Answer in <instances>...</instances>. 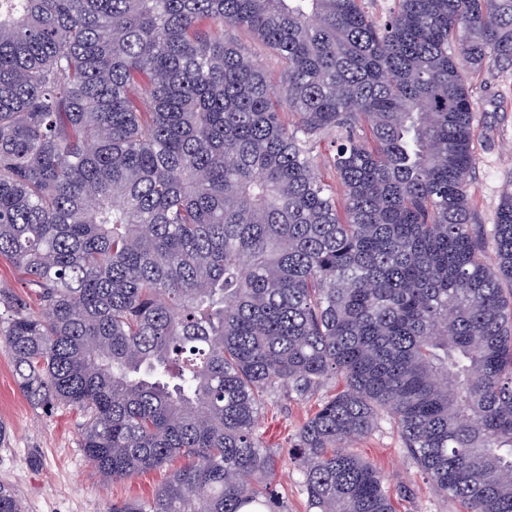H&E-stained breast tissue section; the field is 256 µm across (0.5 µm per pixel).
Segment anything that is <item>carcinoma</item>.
Listing matches in <instances>:
<instances>
[{
  "label": "carcinoma",
  "mask_w": 512,
  "mask_h": 512,
  "mask_svg": "<svg viewBox=\"0 0 512 512\" xmlns=\"http://www.w3.org/2000/svg\"><path fill=\"white\" fill-rule=\"evenodd\" d=\"M502 67L512 0H0V262L30 288L0 344L102 478L185 460L112 512H288L263 410L336 375L292 447L309 512H396L353 449L385 424L464 512H512V191L492 224L467 195L465 69ZM232 34L245 45L252 53L253 60L271 73L274 84H280V73L274 68L272 57L266 49L254 44L253 40L244 31H234Z\"/></svg>",
  "instance_id": "carcinoma-1"
}]
</instances>
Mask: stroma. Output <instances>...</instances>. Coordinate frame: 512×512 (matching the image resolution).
Masks as SVG:
<instances>
[{
	"mask_svg": "<svg viewBox=\"0 0 512 512\" xmlns=\"http://www.w3.org/2000/svg\"><path fill=\"white\" fill-rule=\"evenodd\" d=\"M474 102L475 165L468 195L480 223H492L508 185L512 184V70L470 74ZM318 398L269 403L262 418L268 448L280 458L279 492L288 512H306V497L288 450L302 423L317 409ZM85 418L77 410H43L20 392L10 357L0 346V484L11 486L24 512H106L112 502L146 497L162 485L171 466L147 470L127 479L103 482L80 445ZM356 451L382 467L390 489L409 487L411 494L395 499L396 512H462L460 505L440 496L420 473L395 430L384 427L360 439Z\"/></svg>",
	"mask_w": 512,
	"mask_h": 512,
	"instance_id": "35a3bbf8",
	"label": "stroma"
}]
</instances>
